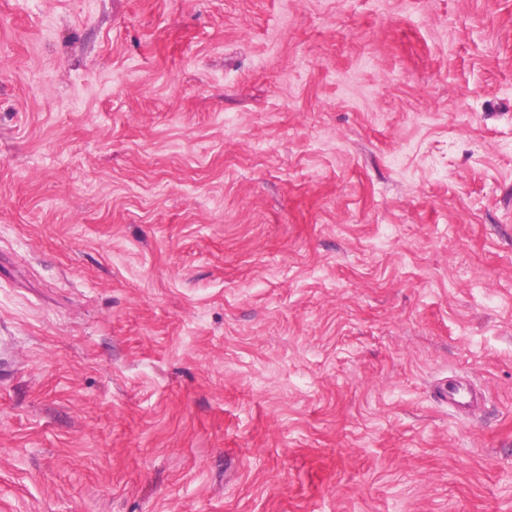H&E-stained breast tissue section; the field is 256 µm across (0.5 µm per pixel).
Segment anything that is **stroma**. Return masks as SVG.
<instances>
[{
  "instance_id": "stroma-1",
  "label": "stroma",
  "mask_w": 512,
  "mask_h": 512,
  "mask_svg": "<svg viewBox=\"0 0 512 512\" xmlns=\"http://www.w3.org/2000/svg\"><path fill=\"white\" fill-rule=\"evenodd\" d=\"M0 512H512V0H0ZM443 397L448 401V407L459 413H464L471 398L479 397V393L470 385L464 387L462 384L449 383L448 389H445Z\"/></svg>"
}]
</instances>
